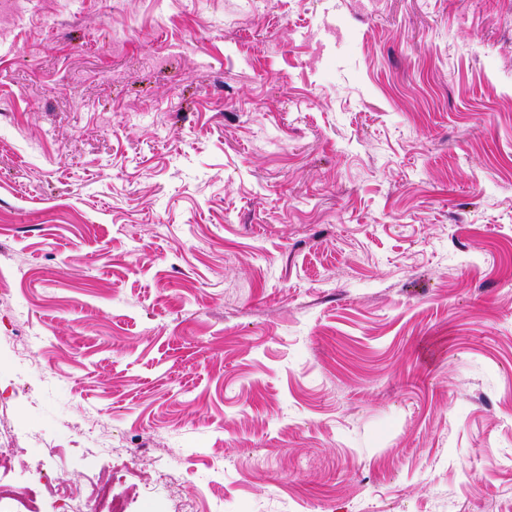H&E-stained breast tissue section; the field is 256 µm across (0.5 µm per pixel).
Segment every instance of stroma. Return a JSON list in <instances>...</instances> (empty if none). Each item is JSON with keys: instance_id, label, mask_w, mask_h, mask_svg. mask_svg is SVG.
Here are the masks:
<instances>
[{"instance_id": "obj_1", "label": "stroma", "mask_w": 512, "mask_h": 512, "mask_svg": "<svg viewBox=\"0 0 512 512\" xmlns=\"http://www.w3.org/2000/svg\"><path fill=\"white\" fill-rule=\"evenodd\" d=\"M0 448L512 512V0H0Z\"/></svg>"}]
</instances>
